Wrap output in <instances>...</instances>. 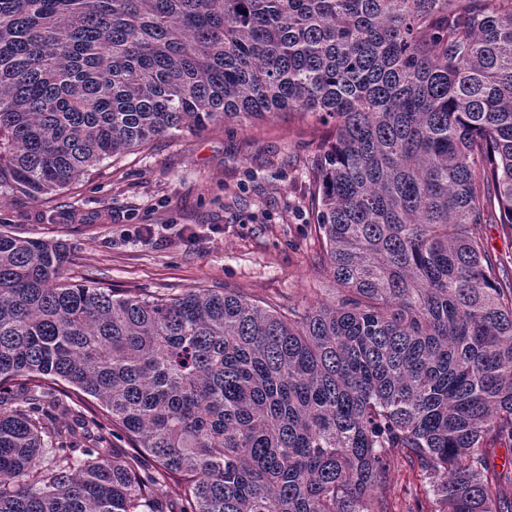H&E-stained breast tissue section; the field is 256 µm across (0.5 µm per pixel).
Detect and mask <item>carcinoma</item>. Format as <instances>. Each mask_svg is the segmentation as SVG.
<instances>
[{"instance_id": "carcinoma-1", "label": "carcinoma", "mask_w": 512, "mask_h": 512, "mask_svg": "<svg viewBox=\"0 0 512 512\" xmlns=\"http://www.w3.org/2000/svg\"><path fill=\"white\" fill-rule=\"evenodd\" d=\"M283 112L329 126L318 269L336 301L60 282L0 232V512H512V0H0V186L57 193L150 142ZM94 398L142 476L57 396ZM54 452L44 462V438ZM478 234L484 239L492 256L503 262L510 271L512 268V238L505 237L500 224H480ZM424 478L418 470H411L403 465L392 467L390 486L387 493L390 495L394 508L393 512H408L415 507L417 494L424 498Z\"/></svg>"}]
</instances>
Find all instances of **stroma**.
<instances>
[{
	"mask_svg": "<svg viewBox=\"0 0 512 512\" xmlns=\"http://www.w3.org/2000/svg\"><path fill=\"white\" fill-rule=\"evenodd\" d=\"M324 128L300 115L166 138L57 195L0 187V230L69 244L63 281L119 294L239 289L280 308L330 302L319 273L312 176ZM424 478L392 468L393 512H413Z\"/></svg>",
	"mask_w": 512,
	"mask_h": 512,
	"instance_id": "35a3bbf8",
	"label": "stroma"
}]
</instances>
